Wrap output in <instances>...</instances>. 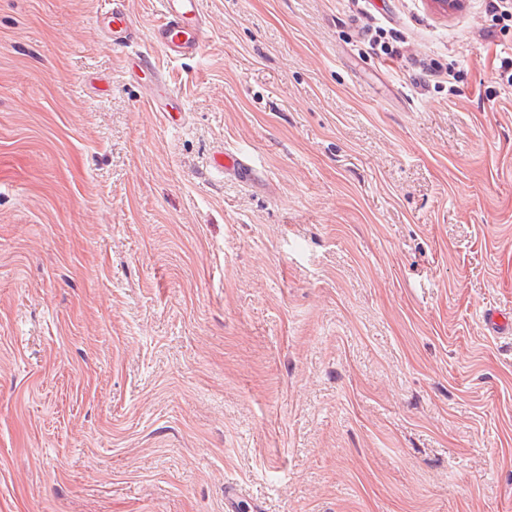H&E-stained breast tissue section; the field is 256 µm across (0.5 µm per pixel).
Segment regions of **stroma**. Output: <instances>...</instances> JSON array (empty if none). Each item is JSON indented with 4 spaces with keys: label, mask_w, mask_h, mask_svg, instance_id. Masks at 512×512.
Returning a JSON list of instances; mask_svg holds the SVG:
<instances>
[{
    "label": "stroma",
    "mask_w": 512,
    "mask_h": 512,
    "mask_svg": "<svg viewBox=\"0 0 512 512\" xmlns=\"http://www.w3.org/2000/svg\"><path fill=\"white\" fill-rule=\"evenodd\" d=\"M108 3L0 0V512H512L489 0H201L180 59ZM96 26L112 36V45L128 47L139 39L132 15L125 7L124 0H113L111 7L93 19ZM365 34L369 37L368 42L372 50H378L380 55L388 56L393 58L399 55V51L390 43L387 35L389 31H386L382 27L368 26L365 29ZM138 59L143 66L154 74L153 81L145 87L144 98L155 112H169L174 109L177 97L169 88L164 75L148 54H140ZM214 168L221 171V173L224 171V174L232 173L243 178L252 174V165L236 154L221 153L215 161Z\"/></svg>",
    "instance_id": "obj_1"
}]
</instances>
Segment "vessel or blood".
<instances>
[{"mask_svg": "<svg viewBox=\"0 0 512 512\" xmlns=\"http://www.w3.org/2000/svg\"><path fill=\"white\" fill-rule=\"evenodd\" d=\"M96 26L111 35L116 46L128 47L139 39L133 18L124 0H112L109 9L94 18ZM208 40V28L201 14L200 0H159V18L151 30V41L166 57L178 59L198 54ZM143 66L153 71L154 79L144 90V98L156 112L173 109L176 98L153 59L140 55ZM219 171L243 178L252 173V166L236 154H220L215 161Z\"/></svg>", "mask_w": 512, "mask_h": 512, "instance_id": "b4317fda", "label": "vessel or blood"}]
</instances>
